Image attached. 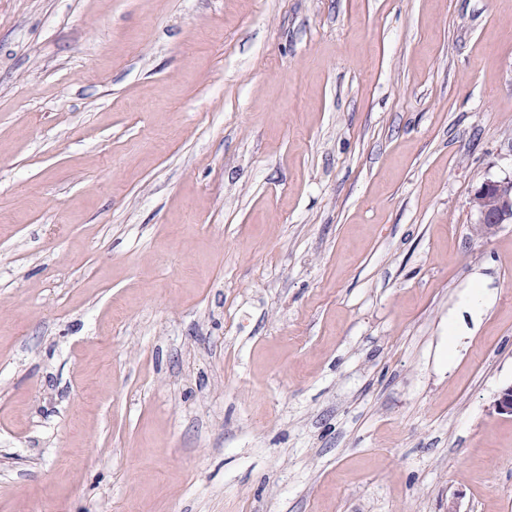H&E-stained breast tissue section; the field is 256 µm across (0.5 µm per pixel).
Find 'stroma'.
Instances as JSON below:
<instances>
[{"mask_svg": "<svg viewBox=\"0 0 512 512\" xmlns=\"http://www.w3.org/2000/svg\"><path fill=\"white\" fill-rule=\"evenodd\" d=\"M512 0H0V512H512ZM471 206L476 213V227L499 229L512 224V179L487 180L475 188Z\"/></svg>", "mask_w": 512, "mask_h": 512, "instance_id": "stroma-1", "label": "stroma"}]
</instances>
